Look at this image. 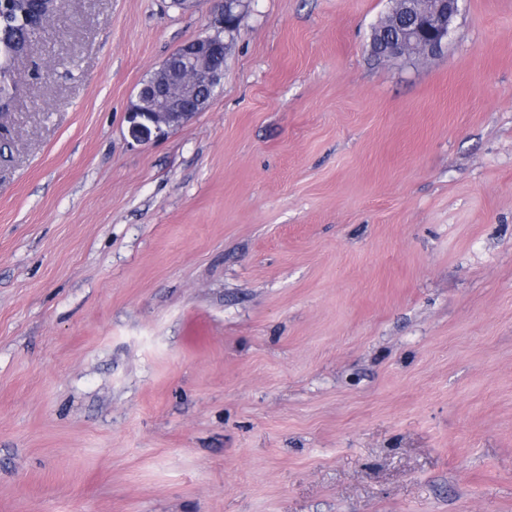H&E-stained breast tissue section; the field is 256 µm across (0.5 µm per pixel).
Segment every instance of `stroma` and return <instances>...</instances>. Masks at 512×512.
I'll return each instance as SVG.
<instances>
[{"mask_svg": "<svg viewBox=\"0 0 512 512\" xmlns=\"http://www.w3.org/2000/svg\"><path fill=\"white\" fill-rule=\"evenodd\" d=\"M64 0L0 115V512H512V0ZM461 0H390L394 17L400 16V46L392 49L393 57H400L407 40L417 45L423 55L439 53L447 44L453 18ZM421 54L409 50L405 57L422 58ZM219 37L204 36L178 46L142 85L128 112L129 132L137 142L168 134L209 103L224 75L226 47Z\"/></svg>", "mask_w": 512, "mask_h": 512, "instance_id": "stroma-1", "label": "stroma"}]
</instances>
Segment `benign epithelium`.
<instances>
[{
    "label": "benign epithelium",
    "mask_w": 512,
    "mask_h": 512,
    "mask_svg": "<svg viewBox=\"0 0 512 512\" xmlns=\"http://www.w3.org/2000/svg\"><path fill=\"white\" fill-rule=\"evenodd\" d=\"M400 17L401 44L412 41L426 56L447 44L459 0H390ZM224 41L204 36L178 46L140 87L128 112L129 132L137 142L160 138L178 128L209 103L224 75Z\"/></svg>",
    "instance_id": "benign-epithelium-1"
}]
</instances>
